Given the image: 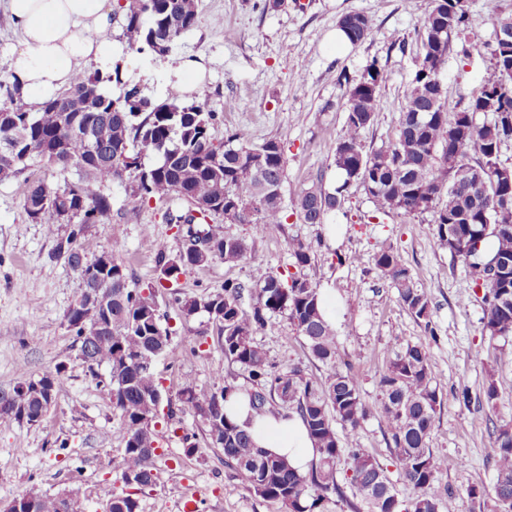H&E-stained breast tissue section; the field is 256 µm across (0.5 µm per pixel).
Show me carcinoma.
<instances>
[{"instance_id":"cac0c4a2","label":"carcinoma","mask_w":512,"mask_h":512,"mask_svg":"<svg viewBox=\"0 0 512 512\" xmlns=\"http://www.w3.org/2000/svg\"><path fill=\"white\" fill-rule=\"evenodd\" d=\"M123 31L128 46L140 53L166 55L184 34L198 26L197 0H126ZM463 0H432L421 24L424 30L423 59L414 86L399 114L396 137L388 145L367 151L361 131L370 127L378 108L384 72L373 65L367 75L350 86L343 135L336 143L334 166L343 176L340 186L329 190L319 176L303 186L294 199V210L305 224H324L342 207L345 192L356 184L383 211L404 216L430 211L441 244L469 269L492 260L501 274L473 287L483 291V329L490 340L512 336V181L502 178L509 170L500 160L502 146L512 141V42L500 40L490 48L491 69L471 93L468 109L448 120L444 91L433 83L432 62L448 52L453 38L465 30ZM349 41L357 44L372 31L368 16L344 15L339 21ZM115 83L122 92L114 96L106 86ZM9 121L0 124V181L16 178L34 164L46 168L76 169L77 179L53 187L43 179L26 180L24 211L37 221L51 212L61 220L74 218L97 224L112 210L103 187L109 182L128 183L132 194L143 201L189 203L186 211L168 212L167 220L181 226L183 244L173 257L156 254L160 279L174 283L190 271L220 261L234 266L247 259L244 240L220 230L211 217L226 224H249L253 239L278 232L286 206L283 184L286 160L279 141L259 146L250 134L229 129L224 140L210 131L214 115L203 104L184 101L171 91L163 101L142 94L136 84L121 77L120 65L112 73L100 71L77 75L57 96L31 112L21 105L6 107ZM491 119L482 124L474 114ZM145 152L161 155V162L142 167ZM509 202H504V197ZM499 231L485 236L480 250L475 238L485 225ZM97 242L71 236L58 242L55 257L75 269L88 265ZM295 264L311 263V247L292 244ZM108 260L106 273L112 288V330L98 332L97 342L81 348L91 372L112 366V406L119 413L125 447L116 481L126 488L156 484L154 473L156 414L154 396L162 393L154 367L134 362L140 354L170 353V331L162 323L153 289L129 287L122 265L100 254L94 262ZM376 267L382 279L398 289L404 307L418 318L429 316V298L417 287L410 270L391 248L381 251ZM253 298L251 310L241 307L244 293ZM184 321L200 312L217 327L224 359L248 373L249 386L225 384L217 390L183 386L181 400L200 417L213 448L224 452V463L240 472L246 489L278 501L285 512H322L327 503L344 502L351 512H453L454 493L443 502L435 491L444 459L429 448V437L439 389L427 352L420 344H399L380 378L378 413L394 444L400 476L415 490L410 507L403 510L384 469L365 449L357 447L355 431L369 415L352 365L336 367V330L323 316L319 289L299 274L283 279L274 270L257 266L251 285L225 280L222 291L200 299H177ZM284 314L307 342L312 357L327 367L313 379L293 367L281 371L269 364L254 342L268 316ZM69 327L81 336L83 326L98 322V314L83 306L67 311ZM241 393L252 411L297 415L306 426L317 451L306 472L292 467L253 443L248 430L224 411L229 395ZM14 414L0 420L30 421L42 404L18 391L3 397ZM343 434H338L336 426ZM496 480L492 493L470 486L467 497L480 502L492 496L496 506L512 503V427L495 429ZM345 463L344 475L338 465ZM349 486L364 507L350 500ZM103 498L112 500V512H137L131 494L104 487ZM34 512H87L85 501L73 496L60 507L57 497L32 495Z\"/></svg>"}]
</instances>
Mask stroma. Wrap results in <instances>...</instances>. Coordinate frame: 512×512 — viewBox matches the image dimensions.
I'll use <instances>...</instances> for the list:
<instances>
[{
	"label": "stroma",
	"mask_w": 512,
	"mask_h": 512,
	"mask_svg": "<svg viewBox=\"0 0 512 512\" xmlns=\"http://www.w3.org/2000/svg\"><path fill=\"white\" fill-rule=\"evenodd\" d=\"M430 0H286L271 9L265 0H198L199 24L162 57L134 54L123 65L128 81L144 94L165 100L166 74L176 57L203 56L210 71L203 98L214 113L211 133L223 139L227 129L249 130L254 144L277 139L286 158L285 201L316 176L335 188L336 143L344 132L348 79L370 65L381 68L375 122L361 139L374 150L396 135L399 113L414 85L422 57L421 20ZM466 40H454L439 77L444 109L463 111L470 94L491 67L486 45L496 41V19L512 13V0H464ZM367 15L373 25L367 39L339 49L327 42L346 13ZM483 45L482 53L463 55L464 41ZM25 179L0 181V392L18 382L64 367L67 382L54 406L37 425L0 421V512L27 493L73 492L89 512H102L99 490L113 484L124 449L123 432L109 391L84 363L66 313L81 292V278L53 255L58 240L76 223L46 214L29 221L24 209ZM112 215L89 225L98 252H114L134 288L154 287L170 327L172 354L159 359L155 372L163 402L152 428L156 437L157 483L135 491L140 512H179L184 496L198 500L199 512H284L280 503L250 493L241 474L224 463L222 449L210 447L205 427L178 395L181 385L219 389L222 382L247 385L246 372L229 364L206 313L183 321L174 295L200 297L221 291L225 280L249 283L254 265L282 277L297 270L291 244H312L315 258L304 271L318 288L336 296L338 362H352L364 399L377 405L379 377L399 340L423 345L441 395L429 445L445 459L439 488L460 490L457 512H472L467 487L492 489L495 479V427L512 422V341L500 361H493L482 332V292L447 248L441 246L431 213L401 216L379 212L360 189H351L328 224H305L286 210L282 231L253 239L247 224H228L227 234L254 243L252 262L233 268L215 262L181 277L177 290L160 287L158 251L176 255L182 247L177 225L168 223L169 202H141L120 183H107ZM121 251H114V244ZM393 248L430 300L427 319L416 318L398 292L377 274L375 259ZM207 333L196 343V331ZM255 341L270 364L299 367L318 377L325 370L314 361L285 315L268 318ZM495 383L497 397L486 404L484 391ZM384 468L401 501L412 489L394 463V445L385 420L371 413L356 434ZM199 450L185 451L186 441Z\"/></svg>",
	"instance_id": "obj_1"
}]
</instances>
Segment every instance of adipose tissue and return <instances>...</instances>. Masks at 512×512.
<instances>
[{
	"label": "adipose tissue",
	"instance_id": "ef3b65f1",
	"mask_svg": "<svg viewBox=\"0 0 512 512\" xmlns=\"http://www.w3.org/2000/svg\"><path fill=\"white\" fill-rule=\"evenodd\" d=\"M125 0H0L21 40L12 53L8 80L22 97L41 103L70 85L88 64L109 72L124 55L114 30ZM228 417L249 426L259 447L306 469L315 454L299 417L251 416L246 401L230 396Z\"/></svg>",
	"mask_w": 512,
	"mask_h": 512
}]
</instances>
